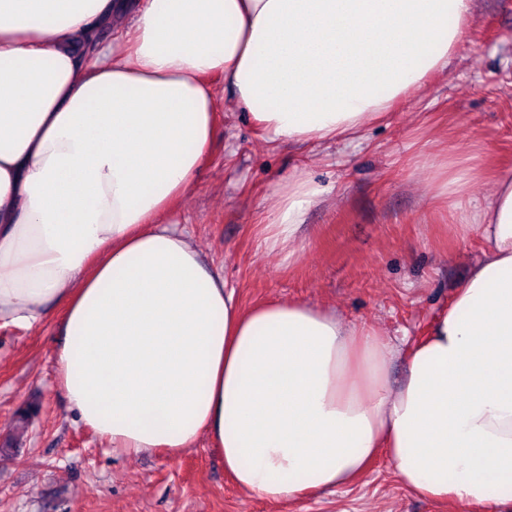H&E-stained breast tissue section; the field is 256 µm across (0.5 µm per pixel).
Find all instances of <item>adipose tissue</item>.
Segmentation results:
<instances>
[{
	"label": "adipose tissue",
	"mask_w": 512,
	"mask_h": 512,
	"mask_svg": "<svg viewBox=\"0 0 512 512\" xmlns=\"http://www.w3.org/2000/svg\"><path fill=\"white\" fill-rule=\"evenodd\" d=\"M474 0H0V328L61 308L56 388L113 450L208 436L245 493L294 501L386 454L462 507L512 490V179L452 160L481 257L428 336L300 302L245 308L167 223L215 133V78L270 145L352 138L443 72ZM120 14L87 60L82 36ZM326 187L293 179L265 228L294 241ZM408 371L391 384L393 361Z\"/></svg>",
	"instance_id": "obj_1"
}]
</instances>
